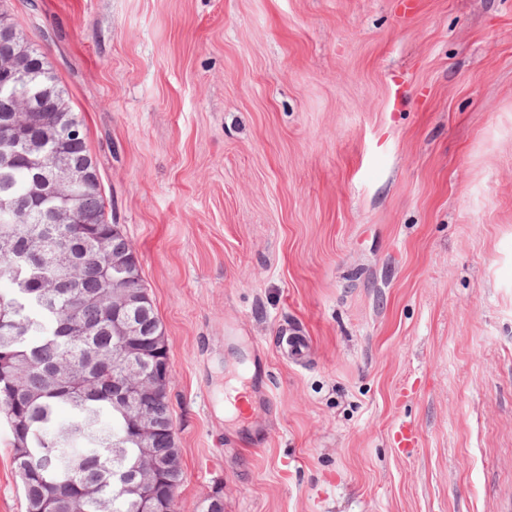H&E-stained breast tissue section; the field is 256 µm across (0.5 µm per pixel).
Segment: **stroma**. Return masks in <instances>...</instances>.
<instances>
[{"instance_id": "obj_1", "label": "stroma", "mask_w": 512, "mask_h": 512, "mask_svg": "<svg viewBox=\"0 0 512 512\" xmlns=\"http://www.w3.org/2000/svg\"><path fill=\"white\" fill-rule=\"evenodd\" d=\"M0 10L160 320L177 512H512V0Z\"/></svg>"}]
</instances>
